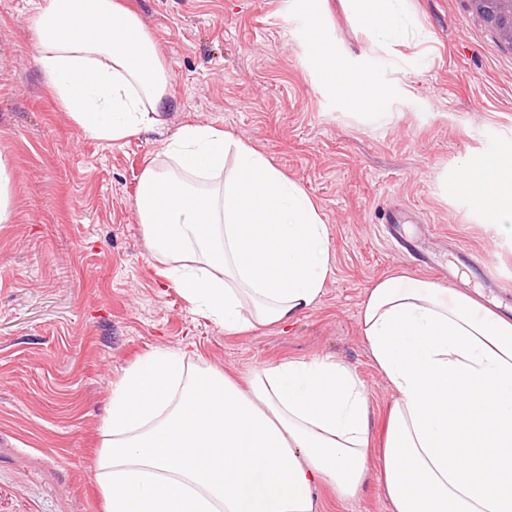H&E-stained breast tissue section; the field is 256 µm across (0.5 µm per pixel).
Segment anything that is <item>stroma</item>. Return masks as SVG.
Instances as JSON below:
<instances>
[{"label": "stroma", "mask_w": 512, "mask_h": 512, "mask_svg": "<svg viewBox=\"0 0 512 512\" xmlns=\"http://www.w3.org/2000/svg\"><path fill=\"white\" fill-rule=\"evenodd\" d=\"M172 75L169 129L210 124L247 139L300 184L329 227L319 301L286 325L225 332L161 275L135 196L158 140L86 135L48 91L27 0H0V156L15 172L0 224V512H104L97 482L112 390L138 360L188 349V365L245 380L288 360L331 359L363 381L383 436L396 399L360 331L368 289L420 271L377 227L385 208L430 227L457 278L444 285L512 312V243L449 186L463 159L512 143V47L470 0H409L401 44L375 40L328 0L337 49L376 58L395 90L387 118L359 121L293 37L286 0H124ZM322 512H389L370 475L351 499L322 488Z\"/></svg>", "instance_id": "obj_1"}]
</instances>
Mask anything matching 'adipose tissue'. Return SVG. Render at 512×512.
I'll list each match as a JSON object with an SVG mask.
<instances>
[{"instance_id":"ef3b65f1","label":"adipose tissue","mask_w":512,"mask_h":512,"mask_svg":"<svg viewBox=\"0 0 512 512\" xmlns=\"http://www.w3.org/2000/svg\"><path fill=\"white\" fill-rule=\"evenodd\" d=\"M383 41H401L408 0H345ZM322 83L364 112L385 107L378 65L336 51L323 0H288ZM48 89L108 143L161 132L170 73L120 0H32ZM149 163L136 211L146 244L192 312L239 333L293 322L320 298L330 239L315 203L264 154L209 124H185ZM457 187L512 241V147L465 159ZM360 325L397 400L382 446L347 365L289 360L245 383L147 356L112 391L97 480L106 512H320L378 472L391 512H512V321L423 278L369 288Z\"/></svg>"}]
</instances>
